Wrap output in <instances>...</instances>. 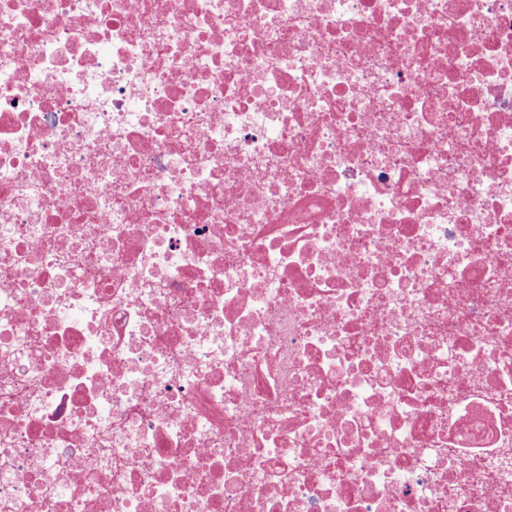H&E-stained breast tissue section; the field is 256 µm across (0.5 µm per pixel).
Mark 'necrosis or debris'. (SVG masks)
<instances>
[{
	"label": "necrosis or debris",
	"mask_w": 512,
	"mask_h": 512,
	"mask_svg": "<svg viewBox=\"0 0 512 512\" xmlns=\"http://www.w3.org/2000/svg\"><path fill=\"white\" fill-rule=\"evenodd\" d=\"M0 512H512V0H0Z\"/></svg>",
	"instance_id": "obj_1"
}]
</instances>
